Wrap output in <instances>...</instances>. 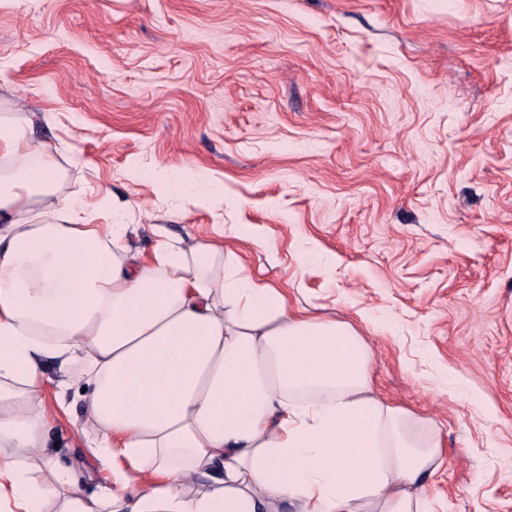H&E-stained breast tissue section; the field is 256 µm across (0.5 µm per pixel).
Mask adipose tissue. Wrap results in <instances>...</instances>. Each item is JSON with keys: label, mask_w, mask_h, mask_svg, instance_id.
<instances>
[{"label": "adipose tissue", "mask_w": 512, "mask_h": 512, "mask_svg": "<svg viewBox=\"0 0 512 512\" xmlns=\"http://www.w3.org/2000/svg\"><path fill=\"white\" fill-rule=\"evenodd\" d=\"M0 113V504L8 512H435L432 417L372 394L350 323L293 308L224 246L60 194L52 148ZM85 380V495L47 455V361Z\"/></svg>", "instance_id": "obj_1"}]
</instances>
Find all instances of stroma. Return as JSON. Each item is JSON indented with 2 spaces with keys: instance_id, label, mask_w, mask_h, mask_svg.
I'll return each mask as SVG.
<instances>
[{
  "instance_id": "35a3bbf8",
  "label": "stroma",
  "mask_w": 512,
  "mask_h": 512,
  "mask_svg": "<svg viewBox=\"0 0 512 512\" xmlns=\"http://www.w3.org/2000/svg\"><path fill=\"white\" fill-rule=\"evenodd\" d=\"M80 157L158 233L223 240L295 306L353 323L374 390L433 417L442 512H512V0H0V113ZM193 178L210 207L153 188ZM51 453L96 459L60 411Z\"/></svg>"
}]
</instances>
